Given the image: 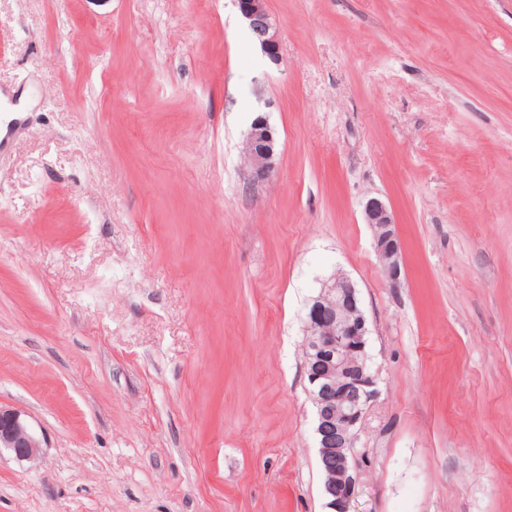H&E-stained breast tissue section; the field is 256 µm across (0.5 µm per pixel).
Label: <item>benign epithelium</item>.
<instances>
[{"label":"benign epithelium","instance_id":"7a95c632","mask_svg":"<svg viewBox=\"0 0 512 512\" xmlns=\"http://www.w3.org/2000/svg\"><path fill=\"white\" fill-rule=\"evenodd\" d=\"M240 15L268 60L282 61V46L271 21L268 0H236ZM276 134L266 116L252 121L243 139L248 179L253 184L270 179L276 160ZM364 221L374 232L375 248L388 278L402 273V241L392 211L378 198L366 200ZM304 343L307 391L316 408L315 434L323 495L328 512H352L358 480L352 451L360 423L378 394L368 352L369 326L352 280L338 273L308 304ZM47 447L20 409L0 404V453L20 463H37Z\"/></svg>","mask_w":512,"mask_h":512}]
</instances>
